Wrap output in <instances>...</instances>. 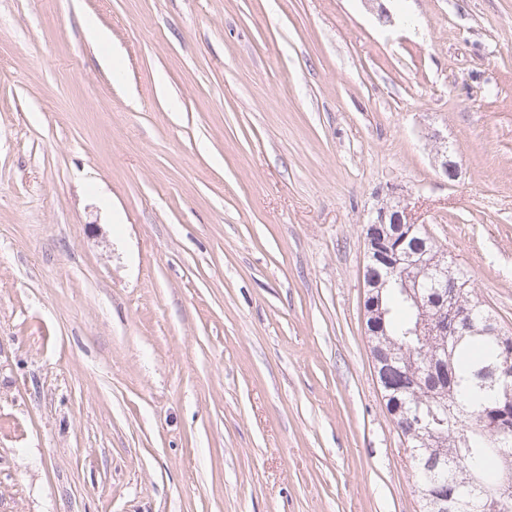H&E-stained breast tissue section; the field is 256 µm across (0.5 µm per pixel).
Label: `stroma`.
I'll return each instance as SVG.
<instances>
[{
  "label": "stroma",
  "mask_w": 512,
  "mask_h": 512,
  "mask_svg": "<svg viewBox=\"0 0 512 512\" xmlns=\"http://www.w3.org/2000/svg\"><path fill=\"white\" fill-rule=\"evenodd\" d=\"M383 4L0 0V512H421L365 226L512 330V0ZM437 162L439 172L447 180H455L459 174L460 166L454 152L448 147V141H444L437 150Z\"/></svg>",
  "instance_id": "obj_1"
}]
</instances>
